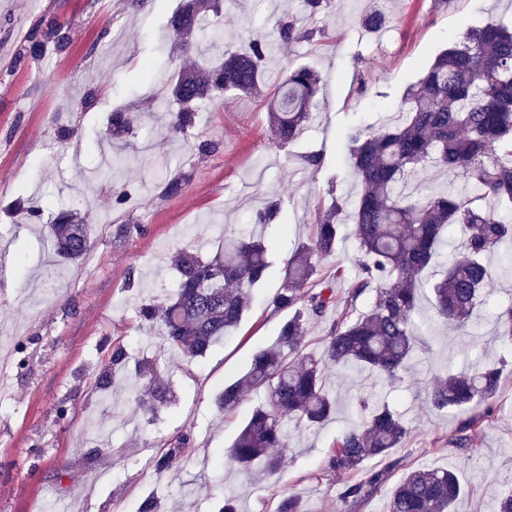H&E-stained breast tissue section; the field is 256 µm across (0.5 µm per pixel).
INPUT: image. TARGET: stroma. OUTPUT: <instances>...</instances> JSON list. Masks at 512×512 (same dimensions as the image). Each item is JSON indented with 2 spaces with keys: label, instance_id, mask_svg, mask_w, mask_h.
I'll use <instances>...</instances> for the list:
<instances>
[{
  "label": "stroma",
  "instance_id": "1",
  "mask_svg": "<svg viewBox=\"0 0 512 512\" xmlns=\"http://www.w3.org/2000/svg\"><path fill=\"white\" fill-rule=\"evenodd\" d=\"M181 4L0 0V348L26 360L22 369L0 363V512H56L63 502L70 512H139L150 496L167 512H218L217 482L236 495L240 512H275L293 493L309 512H340L342 479L328 460L337 437L363 419L360 395L372 404L388 400L403 414L411 436L396 457L412 467L452 469L462 512H493L512 489V348L495 338V314L512 303V265L499 259L490 261L495 288L463 335L432 319L429 287L454 252L444 247L423 279L422 334L401 382L366 369H328L326 386L339 399L334 417L313 427L288 422L290 446L272 475H252L227 459L252 412L267 404V391H245L227 412L215 398L276 342L289 316L272 303L283 270L335 197L346 216L335 253L320 266L330 275L343 270L335 291L337 307L345 305L359 252L350 218L359 184L345 133L389 123L407 87L441 51L490 18L512 17V0H330L313 15L297 0H224L219 42L197 38L187 53L165 31ZM374 9L385 23L370 30L359 19ZM284 11L313 37L274 45L264 93L229 92L220 106L200 112L189 138L169 134L179 106L159 102L184 63L236 50ZM41 18L71 28L69 52L14 68L16 43ZM293 64L319 73L318 108L300 138L282 147L269 131V104ZM116 111L131 113L134 132L108 152L103 138ZM61 126L72 133L63 146L55 140ZM202 139L215 145L205 156L194 148ZM311 155L320 165L308 163ZM116 157L122 164L113 179L98 180L97 170ZM175 176L185 180L183 193L162 196V183ZM271 195L283 202L279 222L255 224ZM21 201L41 207L40 219L22 220ZM65 209L90 220L93 244L78 263L59 265L46 227ZM127 225L133 233H124ZM250 233L266 242L270 272L253 287L241 324L204 359L186 363L161 347L158 328L141 322L137 307L168 297L177 277L169 252L208 257L225 236ZM118 343L133 360H156L171 382L175 402L154 421L136 414L132 369L115 372L110 397L96 388ZM501 359L508 362L504 389L478 422L471 449L460 450L454 440L463 417L431 409L426 388L446 370ZM182 437L188 445L178 467L157 476L153 458Z\"/></svg>",
  "mask_w": 512,
  "mask_h": 512
}]
</instances>
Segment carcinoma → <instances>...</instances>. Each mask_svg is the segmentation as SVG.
<instances>
[{"mask_svg":"<svg viewBox=\"0 0 512 512\" xmlns=\"http://www.w3.org/2000/svg\"><path fill=\"white\" fill-rule=\"evenodd\" d=\"M222 8L223 0H185L170 16L168 33L188 50L195 31ZM310 37L282 16L275 21L274 37L262 34L217 65L194 64L178 71L171 95L180 108L170 122L171 132L188 134L198 111L226 92L258 90L264 60L275 42ZM71 42L70 29L36 21L20 40L13 64L35 63L48 49L63 54ZM319 83V75L306 66L285 72L269 112L278 143L297 140L311 118ZM398 112L401 119L393 126L346 135L361 190L352 213L359 240L357 274L344 311L329 317L335 290L328 278H318L320 261L335 251L340 235L343 206L334 200L318 213L313 237L295 249L284 269L273 304L291 315L276 344L255 354L245 374L225 385L217 399L218 408L226 411L239 405L246 389L270 392V403L253 412L229 451L243 470L271 475L279 469L280 457L272 450L288 447L285 418L310 427L331 417L336 398L325 387V367H364L393 383L401 380L417 343L420 276L454 227L464 234L461 256L448 260L433 282L432 308L439 321L458 332L469 328L482 294L493 286L486 257L512 243V24L491 19L439 53L406 89ZM132 123L128 113H112L110 135L122 138ZM429 164L454 174L462 187L427 184L421 174ZM91 232L84 219L59 213L49 228L57 257L78 261L91 248ZM170 263L179 273L174 290L162 304L141 305L138 314L141 321L159 327L163 344L192 363L242 321L250 289L270 270L267 247L263 239L248 235L224 242V251L208 259L177 250ZM369 291L374 292L373 301L356 311ZM326 318L329 325L318 359L306 351L308 321ZM496 325L500 341L511 346L512 304L498 310ZM128 362L125 347L114 346L97 388L112 392V369ZM503 366L500 361L437 377L427 387L428 403L456 414H488L502 390ZM135 374L144 382L137 397L142 415L152 418L174 402L170 382L152 361L137 362ZM409 436L402 415L384 403L336 440L329 468L346 476L338 499L347 512L376 495L391 470L403 467L398 459L388 469L364 474V463L389 457ZM183 445L180 440L162 451L155 470H170ZM462 495L449 469L409 470L392 488L388 512H459ZM276 512L308 509L295 493L281 500Z\"/></svg>","mask_w":512,"mask_h":512,"instance_id":"cac0c4a2","label":"carcinoma"}]
</instances>
